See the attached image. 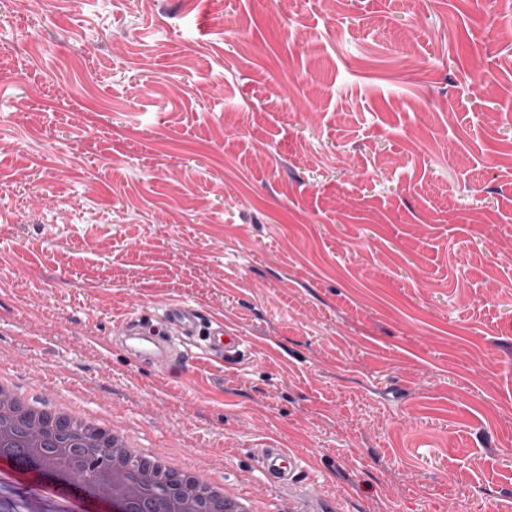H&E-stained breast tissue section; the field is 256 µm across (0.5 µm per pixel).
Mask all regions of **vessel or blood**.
Masks as SVG:
<instances>
[{
	"label": "vessel or blood",
	"mask_w": 512,
	"mask_h": 512,
	"mask_svg": "<svg viewBox=\"0 0 512 512\" xmlns=\"http://www.w3.org/2000/svg\"><path fill=\"white\" fill-rule=\"evenodd\" d=\"M150 328H140V313L133 312L115 320V333L123 336L122 346L133 359L150 358L158 364L170 365L178 361L181 341L196 335L199 325H206L205 352L225 360L244 357L245 338L220 319L205 318L196 307L184 302L165 303L154 312ZM258 470L267 478L281 484L293 482L301 468L300 458L284 448L260 449L255 457Z\"/></svg>",
	"instance_id": "b4317fda"
}]
</instances>
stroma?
Returning <instances> with one entry per match:
<instances>
[{"mask_svg":"<svg viewBox=\"0 0 512 512\" xmlns=\"http://www.w3.org/2000/svg\"><path fill=\"white\" fill-rule=\"evenodd\" d=\"M170 300L245 363L128 357ZM0 370L281 512H512V6L0 0ZM255 462L265 477L288 485L301 469V459L285 448L267 447L257 452Z\"/></svg>","mask_w":512,"mask_h":512,"instance_id":"stroma-1","label":"stroma"}]
</instances>
